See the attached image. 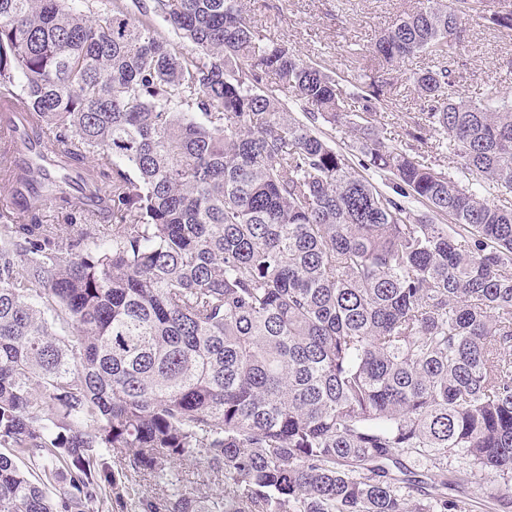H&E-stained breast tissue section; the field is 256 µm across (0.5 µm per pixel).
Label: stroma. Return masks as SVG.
<instances>
[{
  "label": "stroma",
  "instance_id": "1",
  "mask_svg": "<svg viewBox=\"0 0 512 512\" xmlns=\"http://www.w3.org/2000/svg\"><path fill=\"white\" fill-rule=\"evenodd\" d=\"M254 24L284 41L304 58H314L348 80L374 78L384 83L381 120L387 125L386 143L403 147L407 132L424 102L410 78L431 65L420 53L391 66L373 51L378 35L419 0H244ZM469 45L460 58L459 93L480 101L495 92L512 93V35L485 27L482 20L466 23Z\"/></svg>",
  "mask_w": 512,
  "mask_h": 512
}]
</instances>
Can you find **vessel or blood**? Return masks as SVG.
I'll list each match as a JSON object with an SVG mask.
<instances>
[{
  "label": "vessel or blood",
  "instance_id": "b4317fda",
  "mask_svg": "<svg viewBox=\"0 0 512 512\" xmlns=\"http://www.w3.org/2000/svg\"><path fill=\"white\" fill-rule=\"evenodd\" d=\"M16 132L23 137L22 159L28 178L13 182L10 200L14 204H25L30 193L38 189L43 179L65 184L70 195L81 205L95 209L101 205L99 193L89 188L83 171L70 169L59 171L58 149L50 136L41 129L32 128L29 115L9 102L0 100V131Z\"/></svg>",
  "mask_w": 512,
  "mask_h": 512
}]
</instances>
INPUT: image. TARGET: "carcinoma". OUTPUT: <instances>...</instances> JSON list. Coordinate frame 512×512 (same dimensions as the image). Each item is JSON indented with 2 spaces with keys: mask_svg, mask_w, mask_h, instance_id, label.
<instances>
[{
  "mask_svg": "<svg viewBox=\"0 0 512 512\" xmlns=\"http://www.w3.org/2000/svg\"><path fill=\"white\" fill-rule=\"evenodd\" d=\"M505 3L423 0L375 42L432 57L408 136L475 189L385 143L378 81L242 0H0V97L109 194L48 189L57 224L0 208V512H470L448 486L498 479L512 504V209L483 193L512 192V96L465 100L454 69L464 20L512 32ZM186 460L224 493L185 487Z\"/></svg>",
  "mask_w": 512,
  "mask_h": 512,
  "instance_id": "1",
  "label": "carcinoma"
}]
</instances>
